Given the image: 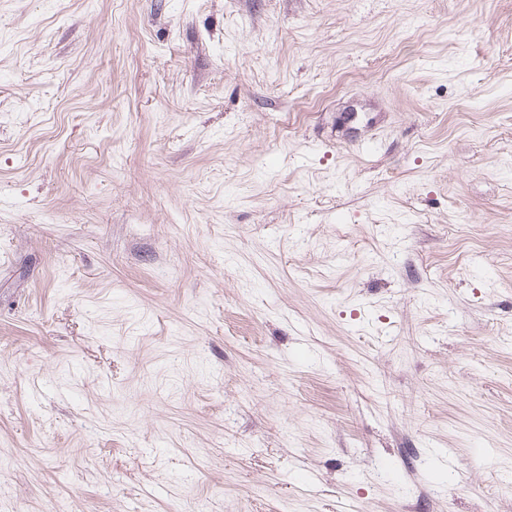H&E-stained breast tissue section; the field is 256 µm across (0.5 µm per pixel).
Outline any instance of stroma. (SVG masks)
Masks as SVG:
<instances>
[{
    "label": "stroma",
    "instance_id": "1",
    "mask_svg": "<svg viewBox=\"0 0 512 512\" xmlns=\"http://www.w3.org/2000/svg\"><path fill=\"white\" fill-rule=\"evenodd\" d=\"M0 461V512H512V0H0Z\"/></svg>",
    "mask_w": 512,
    "mask_h": 512
}]
</instances>
